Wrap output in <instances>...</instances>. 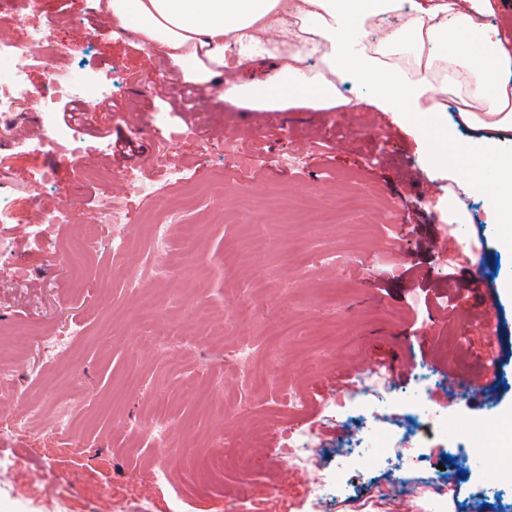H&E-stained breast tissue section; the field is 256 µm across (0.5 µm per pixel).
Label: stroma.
Instances as JSON below:
<instances>
[{
  "instance_id": "obj_1",
  "label": "stroma",
  "mask_w": 512,
  "mask_h": 512,
  "mask_svg": "<svg viewBox=\"0 0 512 512\" xmlns=\"http://www.w3.org/2000/svg\"><path fill=\"white\" fill-rule=\"evenodd\" d=\"M53 45L80 75L111 86L115 107L92 128H78L81 155L40 142L39 105L26 95L20 117L0 138V191L16 200L21 223L0 226L10 241L0 254V512H428L430 498L394 492L413 467L371 461L365 467L333 455L352 425L332 401L349 367L377 361L393 367L388 403L409 411L419 372L432 417L413 421L430 471L457 485L454 512L470 494L502 502L512 474L491 476L496 454L463 467L446 454L466 431L497 430L512 414V377L500 378V401L461 398L443 403L448 379L478 374L488 337L480 321L493 313L497 345L512 369V248L487 223L483 195L468 191L473 220L463 234L448 228V184L466 169L429 167L432 146L395 112H379L373 90L345 86L336 111L291 108L254 112L224 103L221 86L183 82L154 50L105 23L96 0H44ZM99 27L80 38L77 29ZM177 129L172 160L185 183L171 186L156 165L157 145ZM235 153H224L225 144ZM139 182H131L129 172ZM428 194L410 190L415 177ZM187 199L172 241H185L180 268L154 279L148 227L154 204ZM130 213L118 234L99 233L94 252L75 249L84 226L100 221L105 198ZM67 203L71 221L44 223ZM333 206L348 221L326 228L307 213ZM485 226L482 254L457 259L476 223ZM458 295L470 324L449 320L437 295ZM210 313L205 326L194 308ZM288 324L280 335V324ZM75 334L79 352L69 383L48 371L39 335ZM25 334L18 352L11 332ZM251 349L240 363L239 345ZM211 392L209 404L186 396V382ZM305 401L294 410L289 393ZM73 423L52 430L58 402ZM37 408L28 428L12 423ZM164 408L169 438L152 435ZM448 416L440 434L433 417ZM310 429L329 454L328 478L348 483V495L313 505L309 472L280 455L286 428ZM163 462L167 484L151 466Z\"/></svg>"
}]
</instances>
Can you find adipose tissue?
<instances>
[{"label":"adipose tissue","instance_id":"ef3b65f1","mask_svg":"<svg viewBox=\"0 0 512 512\" xmlns=\"http://www.w3.org/2000/svg\"><path fill=\"white\" fill-rule=\"evenodd\" d=\"M469 11L451 0L417 8L412 33L426 38L428 56L411 66L381 62L360 43L377 16L397 11L399 0H98L118 28L139 45L163 53L184 82L224 85V100L252 112L341 104L335 77L375 88V104L404 113L428 141L439 144L435 165L450 162L457 147L445 119L453 77L465 76L470 100L481 112L465 111L466 122L512 130V54L497 28L479 23L492 11L489 0H467ZM301 19L308 36L288 22ZM468 185L487 180L510 188L486 200L487 221L499 225L512 247V152L493 138L468 160Z\"/></svg>","mask_w":512,"mask_h":512}]
</instances>
